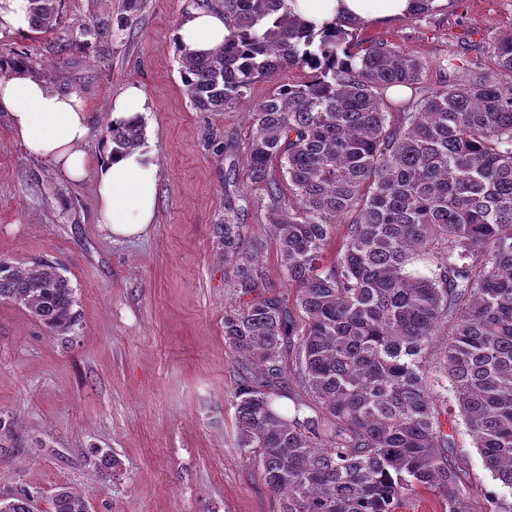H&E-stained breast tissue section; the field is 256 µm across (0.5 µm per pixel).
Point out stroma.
<instances>
[{
    "instance_id": "obj_1",
    "label": "stroma",
    "mask_w": 512,
    "mask_h": 512,
    "mask_svg": "<svg viewBox=\"0 0 512 512\" xmlns=\"http://www.w3.org/2000/svg\"><path fill=\"white\" fill-rule=\"evenodd\" d=\"M223 0H64L50 33L0 29V57L27 53L32 74L80 94L93 114L90 153L104 141L111 100L128 85L146 98V149L159 168L156 216L136 239L113 240L100 224L96 171L61 180L53 164L27 153L0 113V257L43 260L66 276L77 320L52 334L22 307L0 302V499L26 491L50 512L63 488L89 512H279L257 462L236 448L231 392L234 354L224 314L235 306L214 226L234 194L225 142L244 151L258 104L277 85L304 80L282 72L254 84L222 112L193 107L183 90L171 33L191 11ZM98 34L72 36L85 19ZM360 40L405 47L427 65L468 58L512 35V0H436L430 15L356 27ZM274 292L295 290L278 267L263 208L241 214ZM448 460L467 512H494L504 493L485 469L462 419L452 423ZM118 459L111 469L109 459Z\"/></svg>"
}]
</instances>
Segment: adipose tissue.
Instances as JSON below:
<instances>
[{
    "label": "adipose tissue",
    "instance_id": "obj_1",
    "mask_svg": "<svg viewBox=\"0 0 512 512\" xmlns=\"http://www.w3.org/2000/svg\"><path fill=\"white\" fill-rule=\"evenodd\" d=\"M289 11L315 28L337 20L359 26L409 17L413 0H285ZM230 34L222 15L195 11L174 29L177 47L198 54L221 46ZM0 112L6 113L17 142L30 154L50 160L68 181L81 180L97 168L98 214L115 239L142 235L152 224L158 192V166L144 149L122 151L114 144L92 159L91 114L75 93L59 91L26 69L0 79Z\"/></svg>",
    "mask_w": 512,
    "mask_h": 512
}]
</instances>
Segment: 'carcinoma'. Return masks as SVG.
<instances>
[{"instance_id":"1","label":"carcinoma","mask_w":512,"mask_h":512,"mask_svg":"<svg viewBox=\"0 0 512 512\" xmlns=\"http://www.w3.org/2000/svg\"><path fill=\"white\" fill-rule=\"evenodd\" d=\"M62 2L28 0L31 28L54 30ZM224 19L222 46L180 51L195 109L222 112L261 79L305 72L253 112L242 159L293 300L271 290L256 260L259 242L239 222L245 194L224 201L215 225L239 299L224 314L236 447L261 466L279 512H398L416 486L465 512L438 410L449 391L485 469L511 490L495 512H512V35L489 44L494 65L440 62L429 86L424 62L401 46H366L342 21L316 31L285 0H224ZM395 86L414 97L389 103ZM106 139L139 148L144 123H109ZM0 301L53 333L77 318L68 279L40 261L0 259ZM294 384L320 413L282 409ZM0 512L34 506L17 494ZM51 512L89 507L63 488Z\"/></svg>"}]
</instances>
